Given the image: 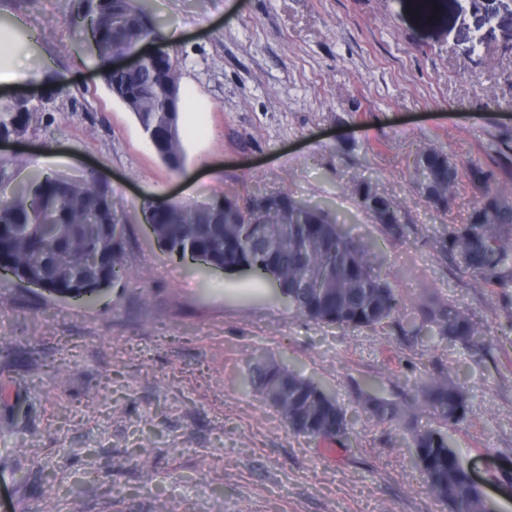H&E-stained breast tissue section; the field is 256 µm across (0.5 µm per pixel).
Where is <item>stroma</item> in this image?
<instances>
[{
    "mask_svg": "<svg viewBox=\"0 0 512 512\" xmlns=\"http://www.w3.org/2000/svg\"><path fill=\"white\" fill-rule=\"evenodd\" d=\"M169 37L185 93L182 173L158 159L107 92L70 24L78 0H0V37L27 45L25 80L0 98L46 99L19 176L99 171L126 212L125 286L89 300L0 283V512H447L422 487L411 430L421 382L445 373L468 395L448 433L487 484L512 498L494 462L512 459V336L498 288L458 272L437 239L481 192L460 175L454 205L430 209L415 185L422 148L459 168L490 162L512 130V0H143ZM366 179L399 202L387 235L351 191ZM237 186L322 202L379 246L383 277L409 313L452 303L492 342L482 353L394 328L339 329L296 315L269 278L202 272L168 257L142 211L150 197L201 203ZM323 384L347 438L292 434L251 383L256 358ZM410 403L382 422L358 391Z\"/></svg>",
    "mask_w": 512,
    "mask_h": 512,
    "instance_id": "stroma-1",
    "label": "stroma"
}]
</instances>
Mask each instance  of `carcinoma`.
<instances>
[{"instance_id":"obj_1","label":"carcinoma","mask_w":512,"mask_h":512,"mask_svg":"<svg viewBox=\"0 0 512 512\" xmlns=\"http://www.w3.org/2000/svg\"><path fill=\"white\" fill-rule=\"evenodd\" d=\"M79 47L94 56L108 92L134 115L161 163L178 172L186 162L181 113L167 106L169 88L180 85L177 60L166 47L167 70L160 76L155 63L135 70L112 69V60L152 38L164 41L149 21L147 8L137 0H79L73 19ZM43 104L23 97L0 98V138H23ZM489 164L472 162L469 174L482 190L465 221L451 224L441 235V248L457 269L479 284L501 288L499 300L512 308V192L496 190L502 175L512 170V132L494 145ZM414 169L424 201L437 211L453 205L458 168L448 154L423 149ZM357 204L372 213L388 234L403 233L400 205L359 180L353 185ZM154 224V235L172 259L184 261L195 253L212 255L228 272L242 265H259L294 311L312 321L343 329L376 328L391 324L405 331L402 300L382 277L373 246L353 237L344 223L332 219L317 203L299 206L287 193L268 195L232 188L212 198L210 208L168 199L143 206ZM112 187L99 173L79 182L53 174L33 175L12 194L0 197V252L19 281L32 279L54 292L70 288L91 295V288H109L129 277L125 260L126 224ZM96 251L106 263H91ZM476 351L488 346L470 313L439 303L421 311L416 331ZM253 380L264 397L281 410L288 430L322 440L347 434L345 410L325 388L265 359L253 366ZM422 405L435 425L412 433L419 477L429 494L449 512H487L476 486L448 439V428L466 418L468 398L462 387L442 373L419 389ZM364 405L380 421L401 417L402 407L377 396L362 394Z\"/></svg>"}]
</instances>
